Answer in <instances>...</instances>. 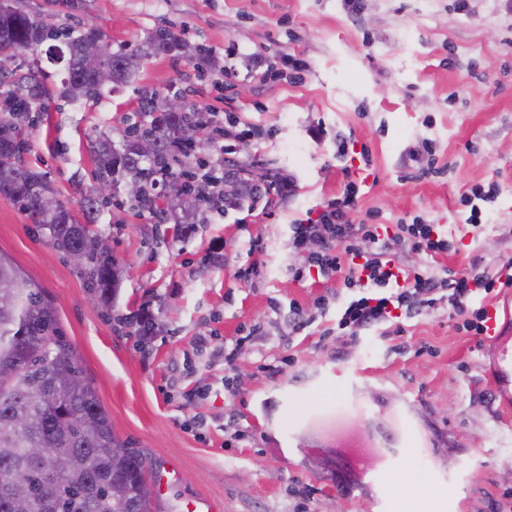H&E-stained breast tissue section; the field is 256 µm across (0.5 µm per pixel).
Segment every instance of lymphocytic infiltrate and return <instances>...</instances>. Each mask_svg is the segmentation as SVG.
<instances>
[{
  "label": "lymphocytic infiltrate",
  "instance_id": "f902f5d3",
  "mask_svg": "<svg viewBox=\"0 0 512 512\" xmlns=\"http://www.w3.org/2000/svg\"><path fill=\"white\" fill-rule=\"evenodd\" d=\"M146 198L156 189L176 183L216 214L224 212V164L194 156L192 148L180 149L160 163L147 166L141 175ZM355 205L352 191L328 201L316 216L292 226L290 246L305 253L304 266L293 276L303 280L317 273L339 281L350 295L336 310V327L354 332L394 322L398 313L421 315L440 301H447L460 321L458 331L473 336L484 329L486 309L474 306L477 295L496 296L512 288V275H487L477 266L447 270L438 276L436 263L450 244L438 225L423 217L399 224L393 236L380 233L378 225L356 224L351 219ZM409 248L419 255V264L403 267L395 262L396 250Z\"/></svg>",
  "mask_w": 512,
  "mask_h": 512
}]
</instances>
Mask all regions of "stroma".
<instances>
[{
  "instance_id": "stroma-1",
  "label": "stroma",
  "mask_w": 512,
  "mask_h": 512,
  "mask_svg": "<svg viewBox=\"0 0 512 512\" xmlns=\"http://www.w3.org/2000/svg\"><path fill=\"white\" fill-rule=\"evenodd\" d=\"M58 26L100 32L113 49L141 54L132 83L73 103L60 94L63 66L43 63L53 91L46 111L25 128L31 166L59 202L77 211L80 190L96 185L92 146L121 141L141 94L168 99L179 82L183 105L217 104L224 127L250 124L235 142L241 162L278 169L290 191L268 203L175 234L141 211L125 183L95 232L112 242L122 268L115 298L103 304L75 264L51 246L18 204L0 195V252L46 291L60 330L75 347L112 430L143 451L157 497L185 512L205 500L221 512H375L372 495L351 498L336 486L332 459L318 440L288 434L314 407L344 402L343 376L363 369L357 400L369 426L383 427L382 406L416 402L411 422L434 438L428 452L399 454L391 481L405 496L431 489L438 475L464 476L461 512H495L512 500V411L501 409L484 365L492 353L459 332L447 307L401 318L402 332L336 331V308L319 311L323 282L294 280L304 257L289 246L292 224L358 188L353 222L394 227L422 216L451 234L443 266L477 261L496 274L512 260V9L506 0H20ZM159 29L182 34L183 47L148 52ZM296 51L307 69L298 81H262L260 65ZM228 73L215 102L210 82ZM431 141L434 155L410 160ZM498 183L482 204L483 225L466 222L460 193ZM264 261L252 282L237 280L252 236ZM223 260L203 264L211 247ZM313 319L290 335V306ZM148 310L155 331L139 336L119 317ZM244 344L232 366L216 349ZM278 373H270L269 365Z\"/></svg>"
}]
</instances>
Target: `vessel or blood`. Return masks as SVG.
I'll list each match as a JSON object with an SVG mask.
<instances>
[{"label":"vessel or blood","instance_id":"vessel-or-blood-1","mask_svg":"<svg viewBox=\"0 0 512 512\" xmlns=\"http://www.w3.org/2000/svg\"><path fill=\"white\" fill-rule=\"evenodd\" d=\"M486 310L483 339L492 346L493 369L501 383L506 384L512 382V330L501 325L497 304L487 305ZM362 413L361 405L352 400L334 411H311L305 417V424L335 448L338 470L349 476L341 486L343 492L369 487L375 491L377 512H410L412 501L396 492L384 462L398 452L427 447L429 439L410 429L407 417L396 409L390 412L393 423L386 432L366 433L352 423Z\"/></svg>","mask_w":512,"mask_h":512}]
</instances>
